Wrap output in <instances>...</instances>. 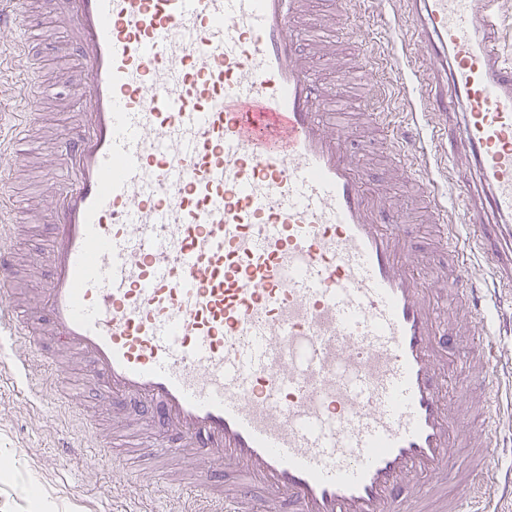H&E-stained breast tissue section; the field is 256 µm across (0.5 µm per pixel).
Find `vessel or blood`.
Instances as JSON below:
<instances>
[{
	"label": "vessel or blood",
	"mask_w": 512,
	"mask_h": 512,
	"mask_svg": "<svg viewBox=\"0 0 512 512\" xmlns=\"http://www.w3.org/2000/svg\"><path fill=\"white\" fill-rule=\"evenodd\" d=\"M499 0H409L440 69L421 100L456 129L467 235L425 178L451 281L415 274L410 225L363 187L311 57L334 58L311 0H56L85 106L57 136L50 277L18 316L15 212L0 195V341L54 336L126 423L169 433L143 456L196 469L191 512H493L503 388L474 256L512 227V57ZM28 0H0V37ZM308 53H299L298 40ZM16 130L37 122L23 83ZM393 169L417 148L396 142ZM459 383L447 391L449 373ZM487 388L480 430L464 381Z\"/></svg>",
	"instance_id": "vessel-or-blood-1"
}]
</instances>
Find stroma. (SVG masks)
I'll return each mask as SVG.
<instances>
[{"instance_id":"1","label":"stroma","mask_w":512,"mask_h":512,"mask_svg":"<svg viewBox=\"0 0 512 512\" xmlns=\"http://www.w3.org/2000/svg\"><path fill=\"white\" fill-rule=\"evenodd\" d=\"M53 15L51 0H34L16 33L26 56L42 68L40 105L56 115L51 129L35 130L18 142L23 170L19 177L0 182V191L11 199L24 225L14 246L21 261L35 265L34 270L21 268L16 273V299L21 303L34 301L48 279L50 228L38 205L49 194L48 175L57 165L50 141L54 134L70 130L84 107L76 89L85 74L77 54L59 53L69 36ZM360 26L367 27L371 43L353 36V29ZM409 29L406 0H356L348 29L336 33L335 63L315 64L318 81H335L338 71H346L349 112H389L399 125L423 121L420 94L425 82L434 80L436 69L421 44L397 39V31ZM365 60L377 64L380 86L361 85L351 78V70ZM387 145V139L369 127L354 130L347 142L349 152L363 157L377 172L386 169ZM390 191L392 205L404 211V223L419 227L418 239L428 254L424 274L443 268L448 257L434 232L421 226L422 198L414 180H392ZM53 357L58 363L47 377L49 395L36 409L23 389L11 385L10 358L0 352V457L10 461L8 467H0V512H177L183 500L181 486L192 481V472L177 471L176 485L160 489L147 483L146 474L156 465L153 459L132 457L121 469L69 454L67 442L88 436L85 414L98 417L105 435L112 431L113 411L98 384L84 375L82 363L59 355L53 337H43L30 357L34 377H45L44 361Z\"/></svg>"}]
</instances>
